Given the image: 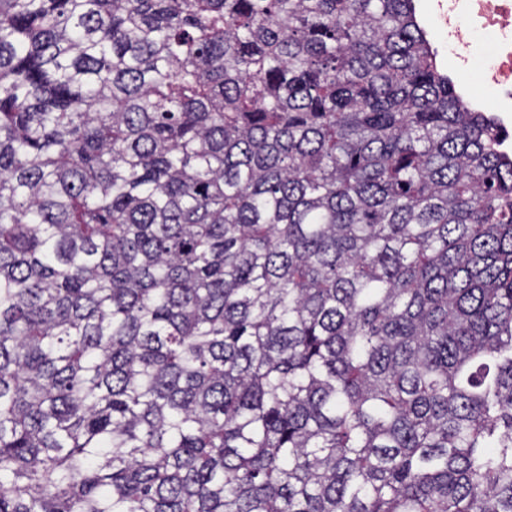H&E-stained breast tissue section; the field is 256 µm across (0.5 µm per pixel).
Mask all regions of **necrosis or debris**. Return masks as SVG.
Returning a JSON list of instances; mask_svg holds the SVG:
<instances>
[{
    "label": "necrosis or debris",
    "instance_id": "necrosis-or-debris-1",
    "mask_svg": "<svg viewBox=\"0 0 512 512\" xmlns=\"http://www.w3.org/2000/svg\"><path fill=\"white\" fill-rule=\"evenodd\" d=\"M424 23L455 91L474 111L490 113L512 155V0H428Z\"/></svg>",
    "mask_w": 512,
    "mask_h": 512
}]
</instances>
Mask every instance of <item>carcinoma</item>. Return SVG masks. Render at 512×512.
I'll list each match as a JSON object with an SVG mask.
<instances>
[{"label":"carcinoma","mask_w":512,"mask_h":512,"mask_svg":"<svg viewBox=\"0 0 512 512\" xmlns=\"http://www.w3.org/2000/svg\"><path fill=\"white\" fill-rule=\"evenodd\" d=\"M415 0H0V512H512V158Z\"/></svg>","instance_id":"cac0c4a2"}]
</instances>
